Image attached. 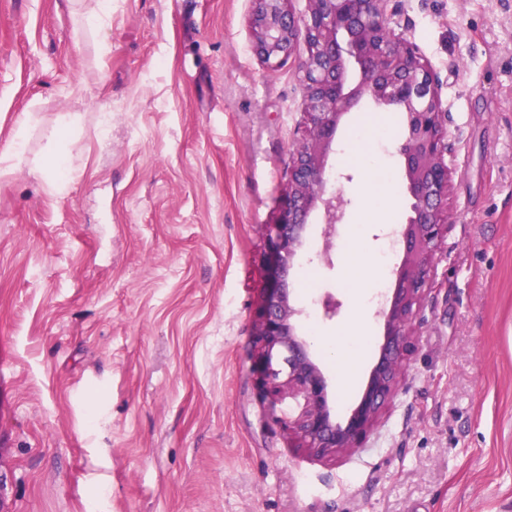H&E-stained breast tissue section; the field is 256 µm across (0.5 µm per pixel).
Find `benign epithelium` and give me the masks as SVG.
<instances>
[{
  "label": "benign epithelium",
  "instance_id": "1",
  "mask_svg": "<svg viewBox=\"0 0 512 512\" xmlns=\"http://www.w3.org/2000/svg\"><path fill=\"white\" fill-rule=\"evenodd\" d=\"M391 0H308L297 17L288 0H253L250 28L253 49L268 67L297 61L306 89L307 130L293 152L288 186L266 232V286L259 341L263 356L260 383L275 400H302L290 424L301 447L319 457H336L360 447L379 423L383 407L399 389L404 362L414 350V314L433 283L437 255L448 222L450 171L445 155L440 82L417 46L390 27ZM359 80L349 81L350 67ZM404 112L407 132L399 148L412 200V215L400 231L403 258L387 306L379 313L383 335L378 357L359 402L336 420L324 373L309 342L297 332L301 314L288 288V272L303 247L307 221L324 220L319 257L332 264L331 252L345 202L327 169L341 118L362 98Z\"/></svg>",
  "mask_w": 512,
  "mask_h": 512
}]
</instances>
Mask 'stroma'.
<instances>
[{
	"label": "stroma",
	"mask_w": 512,
	"mask_h": 512,
	"mask_svg": "<svg viewBox=\"0 0 512 512\" xmlns=\"http://www.w3.org/2000/svg\"><path fill=\"white\" fill-rule=\"evenodd\" d=\"M396 5L442 85L450 221L397 395L357 452L318 458L254 370L265 230L305 133L296 62L254 54L252 0H112L97 32L69 0H0V153L33 115L0 180V512H512V0ZM378 109L345 114L327 158L346 201L332 264L314 213L289 276L301 335L361 314L374 348L344 251L351 226L375 256L385 231L367 169L339 157ZM385 110L374 150L403 225L406 119ZM52 151L60 193L38 168ZM312 354L344 419L366 378L340 399ZM25 126V124H21L16 137L11 142L8 148L7 153L2 154L1 156L0 178L13 174L16 170V165L14 163H11L12 159H20L25 153L26 140L22 136L23 129L25 128ZM3 162H9V164L3 165Z\"/></svg>",
	"instance_id": "35a3bbf8"
}]
</instances>
